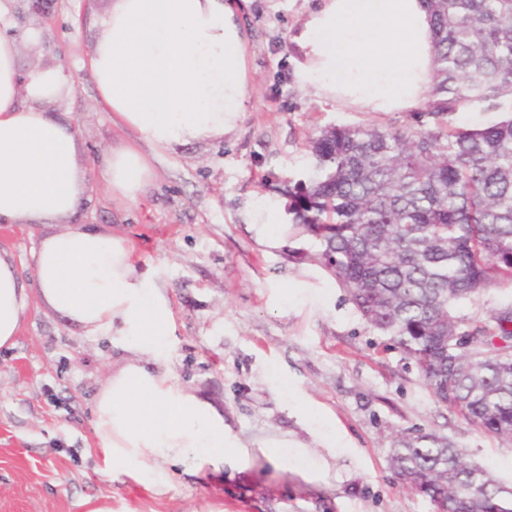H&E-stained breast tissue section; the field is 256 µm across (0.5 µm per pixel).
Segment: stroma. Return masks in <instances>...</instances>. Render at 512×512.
<instances>
[{
	"instance_id": "35a3bbf8",
	"label": "stroma",
	"mask_w": 512,
	"mask_h": 512,
	"mask_svg": "<svg viewBox=\"0 0 512 512\" xmlns=\"http://www.w3.org/2000/svg\"><path fill=\"white\" fill-rule=\"evenodd\" d=\"M315 0H252L245 12L252 91L241 125L218 139L150 153L155 175L137 201L113 196L97 162L133 142L113 124L89 66L112 0H55L50 16L8 0L7 36L33 30L32 60L62 70L69 94L42 102L70 123L88 171L77 224L135 238L172 307L166 362L211 402L250 453L246 467L197 471L159 463L141 478L101 475L94 398L129 353L32 307L17 344L0 350V512H432L389 466L399 439L433 433L512 484V439L462 422L424 387L411 359L384 349L329 275L303 277L309 236L261 245L246 221L255 193L306 171L305 142L326 124L389 126L396 114L339 112L291 80L288 32ZM46 224L0 227V248L31 278ZM285 442L283 464L261 448Z\"/></svg>"
}]
</instances>
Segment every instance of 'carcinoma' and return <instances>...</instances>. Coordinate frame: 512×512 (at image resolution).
<instances>
[{"label":"carcinoma","mask_w":512,"mask_h":512,"mask_svg":"<svg viewBox=\"0 0 512 512\" xmlns=\"http://www.w3.org/2000/svg\"><path fill=\"white\" fill-rule=\"evenodd\" d=\"M435 68L411 123L320 127L307 180H284L294 229L361 317L414 361L436 402L512 438V303L485 318L458 302L512 283V113L465 128L474 102L512 104V0H425ZM399 480L433 512H512V486L446 437L402 438Z\"/></svg>","instance_id":"1"}]
</instances>
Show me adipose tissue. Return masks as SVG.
<instances>
[{
  "label": "adipose tissue",
  "instance_id": "adipose-tissue-1",
  "mask_svg": "<svg viewBox=\"0 0 512 512\" xmlns=\"http://www.w3.org/2000/svg\"><path fill=\"white\" fill-rule=\"evenodd\" d=\"M249 0H113L98 22L91 69L113 122L155 150L223 136L242 122L250 98ZM35 33L25 40L34 41ZM22 40V41H25ZM22 41L0 36V224H51L32 253V284L0 250V349L16 346L41 303L90 336L130 353L97 392L92 428L100 472L132 476L156 459L196 470L240 467L249 455L222 414L180 388L163 356L174 332L170 301L135 243L70 221L86 172L71 124L41 102L62 97L61 70L35 63L20 82ZM288 41L296 85L341 109L402 113L430 98L433 44L423 0H318ZM100 166L112 195L137 200L152 177L145 156L124 147ZM281 205L255 197L249 221L277 245Z\"/></svg>",
  "mask_w": 512,
  "mask_h": 512
}]
</instances>
